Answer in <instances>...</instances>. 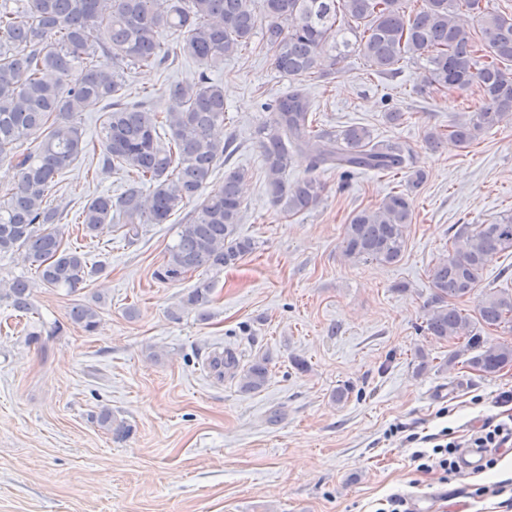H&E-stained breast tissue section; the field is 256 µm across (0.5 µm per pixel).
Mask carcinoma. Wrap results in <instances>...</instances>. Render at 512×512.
Listing matches in <instances>:
<instances>
[{
	"mask_svg": "<svg viewBox=\"0 0 512 512\" xmlns=\"http://www.w3.org/2000/svg\"><path fill=\"white\" fill-rule=\"evenodd\" d=\"M481 0H25L20 10L0 0V162L16 179L0 190V254L24 250L36 279L0 280V301L31 309L32 288H65L87 282L85 257L64 239L66 207L51 204L64 172L90 154L81 116L100 112L97 171L128 182L117 198L93 197L82 209V231L91 237L122 233L132 243L146 224H165L187 204L195 206L178 225L154 278L175 283L199 269L220 273L257 250L240 236L244 168L210 185L230 155L232 141L213 130L224 123V86L208 72L249 48L261 34L269 65L288 86L264 106L269 119L259 130V149L273 207L288 216L315 207L326 190L323 173L397 172L411 148L374 142L370 130H329L313 118L308 82L329 79L352 54L380 76L398 73L412 60L426 62L428 92L476 90L481 106L453 125L469 147L512 120V12H483ZM475 14L468 22L464 15ZM187 55L197 76L168 87L169 106L159 112L125 102L126 74L156 69ZM297 154L307 156L306 176L288 181ZM424 172L407 175V189L356 211L341 238L352 261L394 264L407 247L414 192ZM512 252V214L492 224H459L448 255L429 274L431 301L425 333L443 341L464 340L476 355L473 370L492 376L512 366V343L488 333L512 329V289L478 292L483 271L496 255ZM214 280L201 278L181 299L182 310L212 302ZM478 296L474 314L460 303ZM71 321L90 333L98 306L77 303ZM219 378L237 376L245 391L268 381V360L239 370L230 349L212 357Z\"/></svg>",
	"mask_w": 512,
	"mask_h": 512,
	"instance_id": "cac0c4a2",
	"label": "carcinoma"
}]
</instances>
